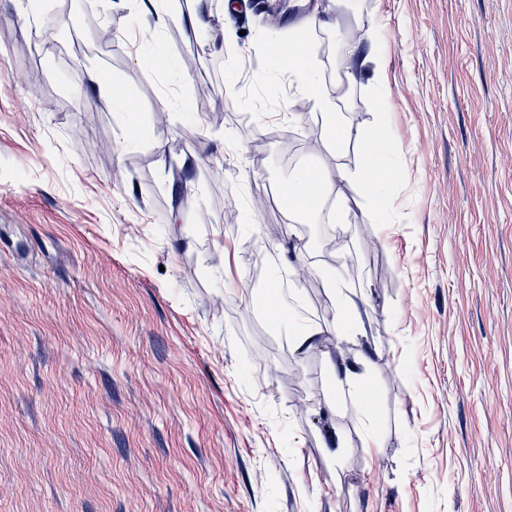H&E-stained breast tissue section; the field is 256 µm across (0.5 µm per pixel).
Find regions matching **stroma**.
<instances>
[{
  "label": "stroma",
  "instance_id": "obj_1",
  "mask_svg": "<svg viewBox=\"0 0 512 512\" xmlns=\"http://www.w3.org/2000/svg\"><path fill=\"white\" fill-rule=\"evenodd\" d=\"M47 3L48 38L0 0V512H512V0H288L264 24L311 5L352 129L386 90L407 185L384 227L356 143L305 147L292 76L272 114L238 108L221 66L257 30L224 0H101L108 41L87 0ZM340 34L364 66L344 88ZM301 167L350 214L287 206ZM294 240L291 301L326 330L300 349L266 300Z\"/></svg>",
  "mask_w": 512,
  "mask_h": 512
}]
</instances>
